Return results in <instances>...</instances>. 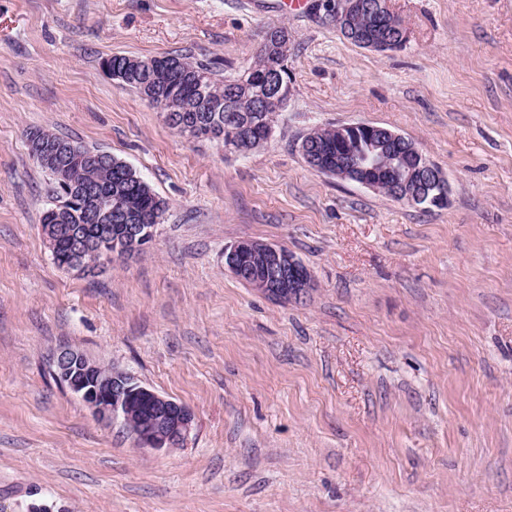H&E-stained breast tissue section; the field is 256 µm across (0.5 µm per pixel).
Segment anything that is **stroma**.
Instances as JSON below:
<instances>
[{
    "mask_svg": "<svg viewBox=\"0 0 512 512\" xmlns=\"http://www.w3.org/2000/svg\"><path fill=\"white\" fill-rule=\"evenodd\" d=\"M405 44L356 46L321 0H0V512H512V0H391ZM291 38L287 105L240 155L170 128L104 68L182 54L240 78ZM371 123L448 181L443 208L326 176L312 130ZM43 129L132 167L166 203L151 244L59 269ZM283 246L281 302L224 248ZM62 346L189 407L140 447L52 377Z\"/></svg>",
    "mask_w": 512,
    "mask_h": 512,
    "instance_id": "stroma-1",
    "label": "stroma"
}]
</instances>
